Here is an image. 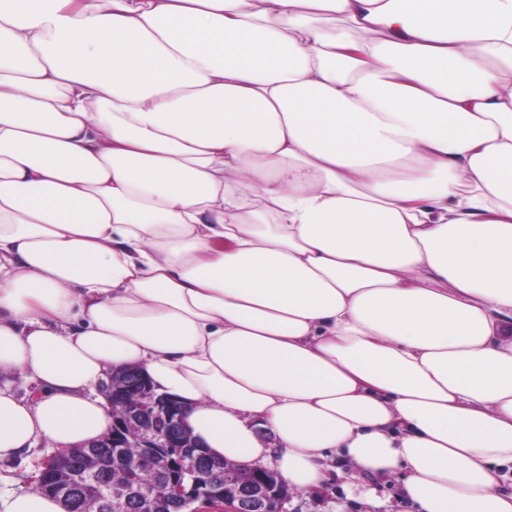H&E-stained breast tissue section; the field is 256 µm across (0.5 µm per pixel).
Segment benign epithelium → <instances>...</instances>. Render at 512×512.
I'll list each match as a JSON object with an SVG mask.
<instances>
[{"mask_svg":"<svg viewBox=\"0 0 512 512\" xmlns=\"http://www.w3.org/2000/svg\"><path fill=\"white\" fill-rule=\"evenodd\" d=\"M104 394L110 398L112 424L102 439L112 448L115 462L123 461V449L131 440L139 448L140 461L163 471H174L168 496L175 512H199L194 507L198 502L203 505L220 503L224 505V512H267L270 500L276 499L280 504L286 500L279 488L277 473L266 468L244 475L228 464L224 468V479H214L203 454L193 451L186 443L190 431L184 425L181 405L169 396L155 394L140 372L129 370L111 376L104 386ZM97 447L99 441L96 440L80 449L59 450L43 463V473L56 462L68 460L71 463L55 485L60 499L73 503L79 492L94 485L105 512L109 509L127 512L132 507L139 512H156L157 503L147 489L133 486L119 500L112 496L100 467L89 468L77 463Z\"/></svg>","mask_w":512,"mask_h":512,"instance_id":"benign-epithelium-1","label":"benign epithelium"}]
</instances>
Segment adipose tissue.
<instances>
[{"instance_id":"adipose-tissue-1","label":"adipose tissue","mask_w":512,"mask_h":512,"mask_svg":"<svg viewBox=\"0 0 512 512\" xmlns=\"http://www.w3.org/2000/svg\"><path fill=\"white\" fill-rule=\"evenodd\" d=\"M123 369L288 488L512 512V0H0V461Z\"/></svg>"}]
</instances>
